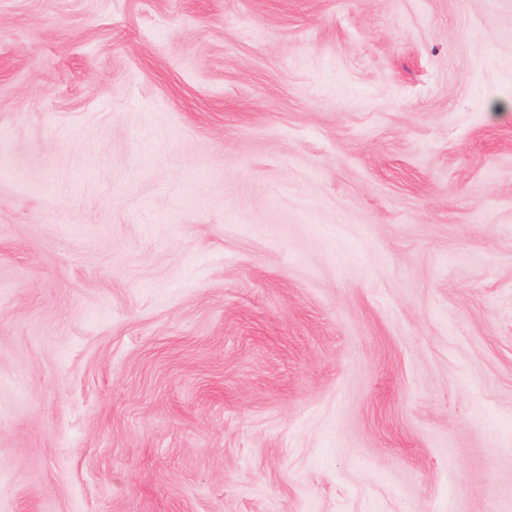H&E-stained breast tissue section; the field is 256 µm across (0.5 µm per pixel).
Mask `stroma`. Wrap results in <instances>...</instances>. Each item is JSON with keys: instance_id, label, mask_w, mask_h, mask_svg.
<instances>
[{"instance_id": "1", "label": "stroma", "mask_w": 512, "mask_h": 512, "mask_svg": "<svg viewBox=\"0 0 512 512\" xmlns=\"http://www.w3.org/2000/svg\"><path fill=\"white\" fill-rule=\"evenodd\" d=\"M0 512H512V0H0Z\"/></svg>"}]
</instances>
